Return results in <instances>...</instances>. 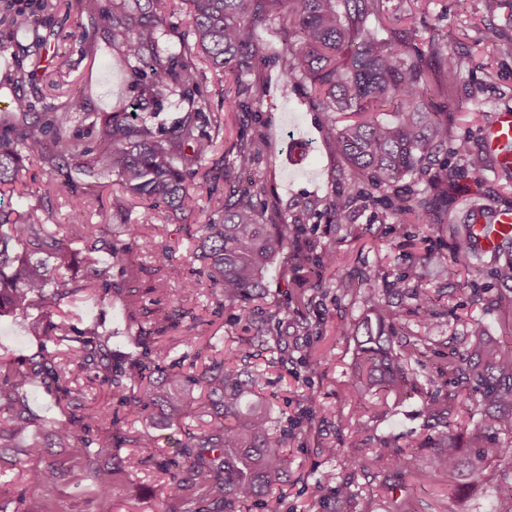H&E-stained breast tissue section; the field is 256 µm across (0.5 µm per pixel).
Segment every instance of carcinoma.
Segmentation results:
<instances>
[{
    "label": "carcinoma",
    "mask_w": 512,
    "mask_h": 512,
    "mask_svg": "<svg viewBox=\"0 0 512 512\" xmlns=\"http://www.w3.org/2000/svg\"><path fill=\"white\" fill-rule=\"evenodd\" d=\"M160 2L110 0L80 33L89 54L97 53L100 35L121 54L137 90L136 111L82 112L75 96L60 105L39 106L22 97L17 100L19 117L0 121V316L37 312L28 331L43 341L41 351L24 363L0 361V447L11 448L17 437L29 436L23 455L43 460V466L26 470V479L46 488L69 471L67 461L49 457L48 449L71 444L85 477L100 494L110 495L124 459L115 455L111 465L100 464L102 449L112 447V432L99 431L104 414L80 410L83 391L72 379L99 369L102 382L128 413L147 411L169 426L180 427L189 418L201 423L200 431H184L179 442L183 465L169 472L167 498L179 501L188 487L200 485L209 494L206 512H232L236 503L242 506L269 495L291 469L288 430L279 429L270 403L261 396L265 371L238 366L255 350L270 353L271 365L288 360L281 339L268 334L267 323L256 321L247 350L230 352L192 374L161 366L155 356L176 327L173 317L186 315L184 302L197 295L199 281L184 282L172 313L159 318L142 295L161 292L164 283L143 291L130 286L135 251L150 246L142 225L124 223L116 230L107 224H76L62 235L49 228L44 205L19 211L5 204L2 195L14 192L25 163L36 161L56 173L61 193L70 191L75 172L115 175L125 192L152 209H184L187 186L206 177L205 162L214 147L202 127L211 125L217 132L221 128V117L207 112L195 51L251 89L247 61L265 51L254 27L270 20L279 21L284 32V86H301L310 102L328 113L336 152L348 163V191L324 204L323 213L333 223H343L359 204H380L394 215L417 219L432 211L436 198L429 190L403 193L397 183L435 165L448 144V120L435 104V87L419 62V50L399 33L384 37L371 25L382 11V0H186L193 41L182 39L177 52L160 46L169 32ZM54 7L53 0H3L0 8L9 24L31 35L35 50L27 56L35 60L31 70L22 59L7 65L1 82L21 87L31 82L47 43L35 13L48 17ZM170 98L182 115L167 126L156 118ZM77 120L88 122L96 149H82L70 137V124ZM262 145L260 134L241 141L235 167L251 169ZM455 155L457 164L474 172L486 164L465 141L457 145ZM376 189L385 195L374 196ZM260 195L253 181L231 186L224 213L200 226L193 252L201 272L221 288L222 302L232 306L264 298L265 273L288 251L301 255L319 278L324 271L337 274L333 252L302 250L298 223L290 224L281 215L271 224L264 222ZM472 247L468 238L457 241L454 264L467 267ZM364 283L372 293L373 318L362 325L349 388L356 395L415 391L418 375L409 364L420 362L423 351L415 342L395 341L398 316L386 295L411 293L423 325L432 324L438 313L424 290L394 287L381 268L368 271ZM82 293L125 303L128 328L134 329L138 347L126 363L112 365V331L105 325H70L62 305ZM150 315L153 321L146 327L141 318ZM467 336L466 354L448 352V370H439L437 376L448 373L479 389L480 418L473 423V438L487 426L512 432V349L486 336L478 319L469 324ZM149 368L158 377L146 383ZM435 377L428 383H435ZM40 379L50 380L61 417L45 432L34 433L25 397ZM454 400L455 395L438 387L426 411L446 418ZM131 445L146 458L157 451L148 433L132 438ZM378 459L398 479L416 474L430 481L443 475L478 479L483 472L481 460L464 457L458 435L448 431L435 439L426 471L420 470L415 455L386 443L378 449ZM18 503L16 512H49L37 493Z\"/></svg>",
    "instance_id": "carcinoma-1"
}]
</instances>
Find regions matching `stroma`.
<instances>
[{
	"mask_svg": "<svg viewBox=\"0 0 512 512\" xmlns=\"http://www.w3.org/2000/svg\"><path fill=\"white\" fill-rule=\"evenodd\" d=\"M59 3L44 29L49 56L43 59L34 86L25 87L22 94L36 93L57 104L76 96L87 112L132 106V76L120 54L103 43L96 56H87L79 40L92 9L107 6L108 0ZM380 23L407 32L421 49L424 66L439 81L448 80L440 64L441 54L453 51L464 59L449 93L437 99L448 114L446 149L425 175L408 176L401 182L408 190L434 186L437 205L430 215L419 221H397L376 206L356 209L343 224L307 219L309 209L322 208L327 199L346 192V164L332 144L326 113L310 103L302 89L282 93L279 72L284 44L279 23L269 21L255 31L266 54L249 64L250 81L262 87L260 99L250 98L231 73L196 56L209 109L223 118L208 163L210 177L189 185L192 201L187 210L161 208L154 212V227L149 231L152 248L135 255L136 263L149 267L152 249L174 247L173 264L164 271L167 290L161 298L162 303H169L183 282L194 275L192 253L199 224L219 218L223 212L224 174L233 168L242 136L260 131L265 146L253 168L241 173V180L259 181L265 205L288 220L303 221L302 243L332 250L337 267L351 281L345 287L333 279L317 280L305 261L288 256L269 267L265 298L245 308L217 306L212 284L204 283L189 304L194 319H182L175 330L179 336L211 339L218 349L225 350L242 345L248 335V320L284 306L288 319L278 325L277 334L289 355L293 359L300 356L309 341L326 353L325 359L308 371L296 368L293 361L270 368L265 359L255 360V367L267 370L263 396L275 417L291 424L286 446L293 464L286 481L275 484L269 496L249 503L240 512H503L505 508L504 480L512 478V459L494 453L505 441V434L488 429L478 443H471L464 408L455 407L442 425L424 409L426 391L408 397L381 391L360 399L351 393L349 381L356 338L370 313V290L363 274L373 267L383 268L392 281L410 277L416 266L425 263L434 268L432 276L419 286L438 311L435 331L428 334L420 328L409 296L390 299L404 333L420 341L425 353L417 369L420 376L431 374L435 351L463 350L467 326L474 319L482 320L487 335L503 347L512 346V282L500 277L501 269L512 266V243L497 253L472 258L467 270L457 269L452 262V243L464 235L471 206L512 208V170L494 164L477 173L448 172L449 164L456 161L459 142H468L473 151H483V126L491 125L498 112L512 110V11L488 15L484 0H385ZM490 26L500 32L493 42L483 36ZM56 53L68 56L67 70L56 71L51 61ZM476 110L484 115L479 125L472 121ZM55 183V174L39 164H29L20 178L18 195L11 198L14 208L48 200L52 221L63 231L75 224L106 223L127 210L138 218L146 210L111 177L97 183L78 182V194L92 199L89 207L81 210L73 207L70 196L56 193ZM432 224L441 225V232L430 233ZM68 312L79 327L105 319L114 332L113 353L134 352L122 301L108 306L94 298L82 299L69 305ZM39 348L38 338L29 335L23 317L0 316V360L29 358ZM79 384L86 393L87 407L118 415L116 426L121 436L151 433L159 452L149 462L134 463L129 475L117 480L110 497H100L78 470L57 486L42 490V497L53 512H170L162 465L177 460L175 442L183 438L182 429L121 410L117 397L102 385L96 371L80 376ZM445 429L460 435L466 454H486L482 478H460L453 491L444 479L434 484L417 475L400 481L376 457V448L388 440L415 452L420 465H427V444ZM330 448L335 449V456H327ZM327 470L349 485L350 499L315 489L316 477Z\"/></svg>",
	"mask_w": 512,
	"mask_h": 512,
	"instance_id": "stroma-1",
	"label": "stroma"
}]
</instances>
